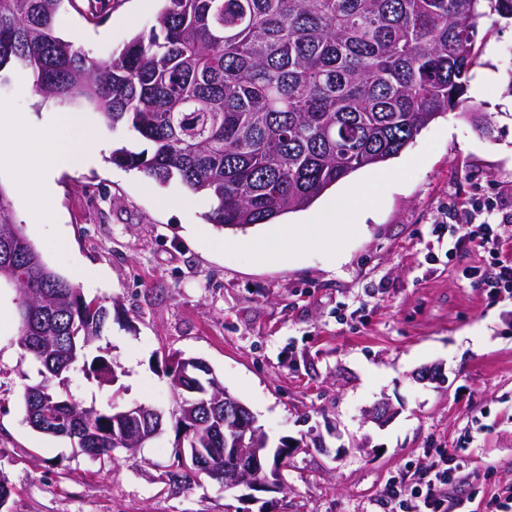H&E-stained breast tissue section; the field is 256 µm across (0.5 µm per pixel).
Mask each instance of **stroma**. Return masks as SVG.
I'll return each mask as SVG.
<instances>
[{
  "instance_id": "stroma-1",
  "label": "stroma",
  "mask_w": 512,
  "mask_h": 512,
  "mask_svg": "<svg viewBox=\"0 0 512 512\" xmlns=\"http://www.w3.org/2000/svg\"><path fill=\"white\" fill-rule=\"evenodd\" d=\"M157 0H108L96 21L86 0H65L57 31L106 59L148 27ZM512 20L495 14L478 26L471 101L495 124L479 133L455 112L433 121L397 157L360 169L309 208L284 215L294 225L348 223L338 209L350 186L371 188L374 205L349 230L337 257L284 247L261 261L250 240L206 224L209 202L179 183L162 187L111 162L113 150L147 144L111 131L94 110L38 103L31 82L0 88V110L32 112L60 152L89 138L96 161L59 170L43 219L16 188L17 171L0 159V190L43 262L111 317L100 345L119 386L73 375L85 404L145 403L172 410L168 356L205 361L254 413L271 446L297 443L281 492L221 490L210 479L179 489L165 482L172 427L136 455L99 462L69 439L35 432L22 394L40 381L39 364L18 344L15 291L0 288V451L12 495L0 512H388L391 484L411 493L439 454L463 466L447 489L463 512H487L512 485V300L495 298L466 272L483 264L471 252L448 255L449 210L499 194L512 213ZM438 366L436 380L418 371ZM393 417H367L379 401Z\"/></svg>"
}]
</instances>
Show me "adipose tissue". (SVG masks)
Segmentation results:
<instances>
[{"label": "adipose tissue", "mask_w": 512, "mask_h": 512, "mask_svg": "<svg viewBox=\"0 0 512 512\" xmlns=\"http://www.w3.org/2000/svg\"><path fill=\"white\" fill-rule=\"evenodd\" d=\"M0 124L7 125L12 132L11 138L0 139V157L16 162L22 186L38 201L42 215L52 216L54 173L65 164L85 165L90 156L87 145L72 147L60 156L48 150L47 135L35 118H18L1 112Z\"/></svg>", "instance_id": "1"}]
</instances>
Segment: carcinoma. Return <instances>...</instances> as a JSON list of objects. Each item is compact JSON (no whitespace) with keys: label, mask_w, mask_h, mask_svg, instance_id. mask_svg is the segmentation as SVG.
Listing matches in <instances>:
<instances>
[{"label":"carcinoma","mask_w":512,"mask_h":512,"mask_svg":"<svg viewBox=\"0 0 512 512\" xmlns=\"http://www.w3.org/2000/svg\"><path fill=\"white\" fill-rule=\"evenodd\" d=\"M64 0H0V86L32 76L41 100L68 97L99 112L110 130L128 127L152 152L120 148L112 162L160 186L176 181L212 203L206 221L246 231L310 207L354 171L397 157L435 119L462 107L483 8L512 19V0H162L154 23L107 61L55 32ZM0 191V282L14 288L18 343L34 353L42 380L25 388L34 409L58 404L79 428L81 454L112 462L129 445L112 436L121 406H85L56 390L78 369L100 384L119 377L87 351L109 311L86 302L47 267ZM175 441L217 466L224 439L213 424L174 420ZM187 458L167 465L173 485L197 480Z\"/></svg>","instance_id":"1"}]
</instances>
